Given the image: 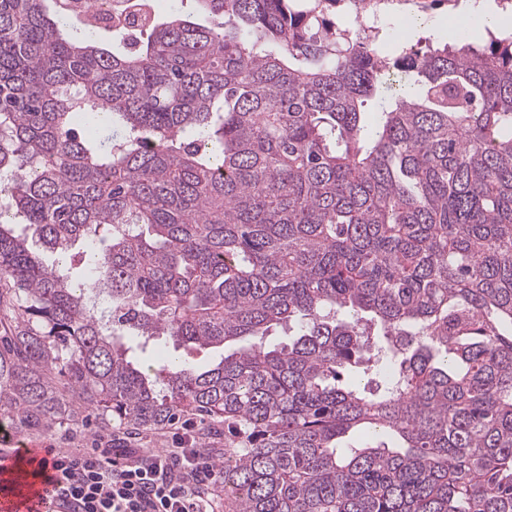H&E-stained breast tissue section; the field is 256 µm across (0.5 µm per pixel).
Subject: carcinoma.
I'll list each match as a JSON object with an SVG mask.
<instances>
[{"instance_id": "cac0c4a2", "label": "carcinoma", "mask_w": 512, "mask_h": 512, "mask_svg": "<svg viewBox=\"0 0 512 512\" xmlns=\"http://www.w3.org/2000/svg\"><path fill=\"white\" fill-rule=\"evenodd\" d=\"M193 2L106 44L0 0V415L222 426L225 512H512V34ZM455 16V13H448L446 10L430 11L428 15L422 18L423 24L417 26L416 36L412 43L416 44L419 40L421 45L424 46L425 42L428 43V41L435 43L457 40L456 30L459 27V21L455 19Z\"/></svg>"}]
</instances>
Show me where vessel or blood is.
I'll return each mask as SVG.
<instances>
[{
    "label": "vessel or blood",
    "mask_w": 512,
    "mask_h": 512,
    "mask_svg": "<svg viewBox=\"0 0 512 512\" xmlns=\"http://www.w3.org/2000/svg\"><path fill=\"white\" fill-rule=\"evenodd\" d=\"M0 454V512H58L60 493L45 450L10 438Z\"/></svg>",
    "instance_id": "b4317fda"
}]
</instances>
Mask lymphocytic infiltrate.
Instances as JSON below:
<instances>
[{
  "instance_id": "lymphocytic-infiltrate-1",
  "label": "lymphocytic infiltrate",
  "mask_w": 512,
  "mask_h": 512,
  "mask_svg": "<svg viewBox=\"0 0 512 512\" xmlns=\"http://www.w3.org/2000/svg\"><path fill=\"white\" fill-rule=\"evenodd\" d=\"M210 458V449L183 444L87 448L54 453L52 467L82 512H214L218 479Z\"/></svg>"
}]
</instances>
